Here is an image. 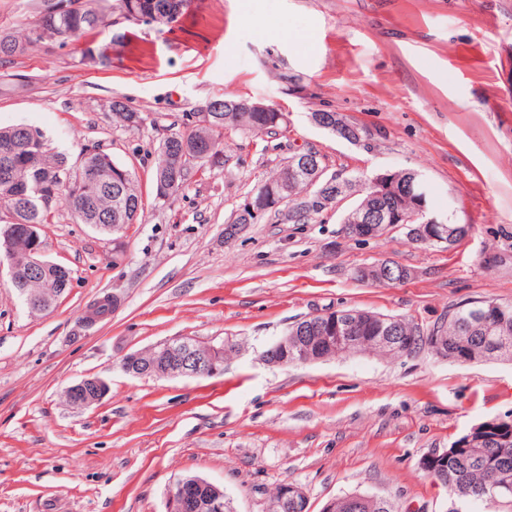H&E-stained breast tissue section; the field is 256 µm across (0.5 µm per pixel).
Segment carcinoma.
I'll use <instances>...</instances> for the list:
<instances>
[{"label":"carcinoma","instance_id":"obj_1","mask_svg":"<svg viewBox=\"0 0 512 512\" xmlns=\"http://www.w3.org/2000/svg\"><path fill=\"white\" fill-rule=\"evenodd\" d=\"M67 2L70 9L63 12L47 11L40 18L32 35L24 40L12 36H0V62L23 54L33 42L41 41L37 30L52 26L58 38L56 42L65 45L76 42L97 28L105 25L110 16L108 0H59ZM191 6V0H117L116 8L124 17L135 11L158 24H167V9L175 10L182 16ZM240 97H228L212 101L211 125L199 126L194 121L181 123L169 129V134L159 145V161L153 175L154 190H159L161 181L169 180L170 195L173 199L186 186L193 173L203 169H216L224 163H213L210 159L189 152L183 160L176 161L181 145L193 147L199 140L207 139L213 146L212 155L224 154V135H277L284 126L275 124L278 109L270 112H245L237 109ZM113 119L125 130L142 127L146 117L132 108L122 97L108 102ZM27 126L21 124L7 129L0 128V146L12 143L17 146L27 139ZM41 151L23 150L13 166L14 178L27 181L36 191L30 200L20 204L9 196L7 185L0 179V199L15 209L19 232L26 224H50L55 217V203L59 196L66 195L71 201L72 214L79 224L89 225L96 233L114 240L120 238L119 230H108L104 224L112 217L118 201L132 204L133 214L127 221H138L143 210L142 191L135 171L127 165L113 161L121 171L118 177L109 176L105 182H87L82 176L85 164L98 158V154H83L79 163L73 165L62 153H56L42 141ZM285 181V168L246 188V192L263 191L274 195V212L283 214L291 223L297 219L291 214L296 200L290 195L299 194L306 186L304 178L288 185V194L280 192ZM15 290L27 288V292L52 294L59 299L65 294V282L58 276L55 267L46 268L41 278H33L25 284L11 283ZM484 317L492 331L481 329L469 336L461 334L466 325H475V314ZM507 316L509 335L501 336L496 324ZM401 333L407 336L405 350L385 352V355L403 357L427 348L426 338L434 335L448 337V359L460 364L474 363L482 358L499 356L496 346L505 339L512 344V303H496L494 300H480L461 304L448 310V316L427 333L421 331L413 320L396 317ZM419 467L430 478L439 482L447 491L448 499L456 504L498 505L512 507V420L494 418L484 421L462 434L448 447L432 450V454L419 461ZM331 512H396L392 500L386 496L375 499L360 495L351 503L345 498L334 499Z\"/></svg>","mask_w":512,"mask_h":512}]
</instances>
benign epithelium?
I'll list each match as a JSON object with an SVG mask.
<instances>
[{
    "label": "benign epithelium",
    "instance_id": "benign-epithelium-1",
    "mask_svg": "<svg viewBox=\"0 0 512 512\" xmlns=\"http://www.w3.org/2000/svg\"><path fill=\"white\" fill-rule=\"evenodd\" d=\"M313 122L324 129L333 132L337 138L353 145L366 142L364 130L347 121L336 112L315 114ZM110 159L99 158L94 163H88L83 170L87 180L98 181L108 172ZM397 171L384 170L369 177L371 198L389 201H400L404 198L415 200L416 208L411 211L409 220L417 223V237L430 242L449 244L453 241L448 229L449 215L436 214L428 209L426 202L427 184L411 170L404 171L406 178L396 179ZM304 176L309 187L321 183L336 184L338 202L350 198L348 179L337 174H328L327 166L310 151H298L288 159V180ZM269 206L264 193L251 192L241 197L236 205L230 222L236 223L235 231H240L245 224H257L265 216ZM393 214L386 208L364 209L352 207L343 219L345 233L356 239H372L378 237V225L389 221ZM0 219L5 222L4 230L0 233L3 238L4 256L0 267L8 266L10 281L34 278L45 270V241L40 233V225H26L23 235L14 233L16 216L5 206L0 208ZM25 240L27 262L17 264L15 259L16 243ZM121 305V300L115 295H105L94 302L85 314L87 323L94 324L105 318L99 313L105 306L113 312ZM376 336L371 345L390 350L401 351L405 346V338L398 335L394 329V319L377 316L374 318ZM365 327L351 318H343L334 324L320 329L318 336H291L287 333L280 336L262 353L263 360L269 365L286 366L288 364H307L315 362L311 354L314 349H326L338 355H356L361 352ZM149 350L151 357H146V351H135L126 354L122 359L125 372L136 376L155 378L177 377H215L224 372L222 354L224 344L202 343L186 336H174L157 343ZM109 391L108 383L98 377H88L69 386L65 390L68 404L77 410L86 409L101 401ZM307 500L306 492L299 485L291 483L284 485L278 501L262 503V512H288V508L298 506ZM226 496L224 488L203 478L194 476L176 482L169 492L168 512H224Z\"/></svg>",
    "mask_w": 512,
    "mask_h": 512
}]
</instances>
